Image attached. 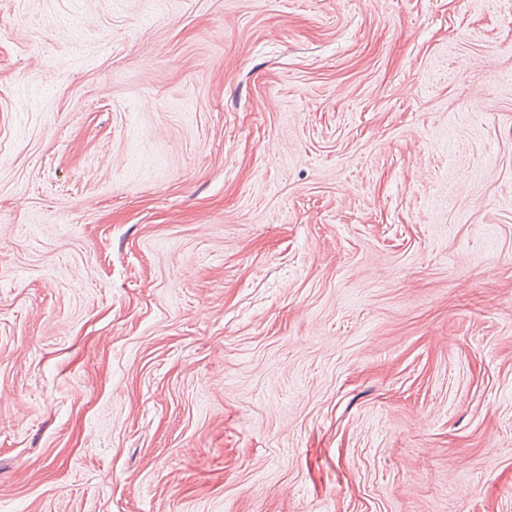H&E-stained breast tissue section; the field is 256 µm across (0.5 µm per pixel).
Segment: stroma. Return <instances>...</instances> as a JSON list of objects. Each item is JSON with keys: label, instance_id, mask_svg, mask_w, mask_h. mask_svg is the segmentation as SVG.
I'll list each match as a JSON object with an SVG mask.
<instances>
[{"label": "stroma", "instance_id": "stroma-1", "mask_svg": "<svg viewBox=\"0 0 512 512\" xmlns=\"http://www.w3.org/2000/svg\"><path fill=\"white\" fill-rule=\"evenodd\" d=\"M0 512H512V0H0Z\"/></svg>", "mask_w": 512, "mask_h": 512}]
</instances>
